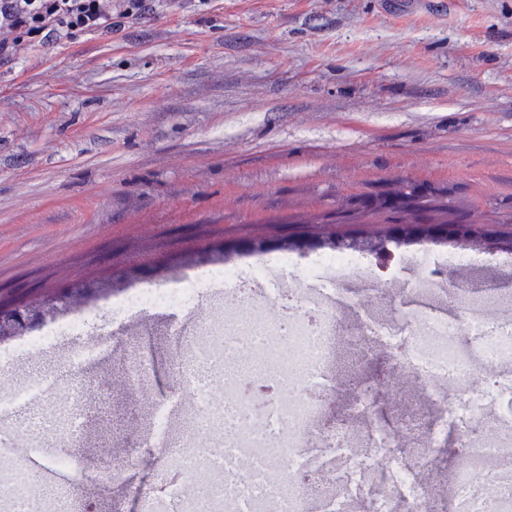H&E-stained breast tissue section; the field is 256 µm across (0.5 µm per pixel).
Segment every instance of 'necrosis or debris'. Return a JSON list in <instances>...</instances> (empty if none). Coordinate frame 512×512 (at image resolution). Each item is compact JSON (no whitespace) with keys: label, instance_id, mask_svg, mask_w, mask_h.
Returning <instances> with one entry per match:
<instances>
[{"label":"necrosis or debris","instance_id":"1","mask_svg":"<svg viewBox=\"0 0 512 512\" xmlns=\"http://www.w3.org/2000/svg\"><path fill=\"white\" fill-rule=\"evenodd\" d=\"M364 265L358 250L264 252L137 286L113 300L128 319L148 310L183 314L205 280L250 315L243 327L208 321L194 339L174 334L177 366L206 355L222 363L223 396L200 397L176 435L164 404L155 406V448L146 464L173 490L159 496L130 487L143 512H350L355 505L361 512H441L439 497L394 452L417 444L422 468H439L441 434L453 415L462 423V452L450 471L453 512H512V476L490 468L512 464V414L497 407L512 397V321L488 319L499 305L495 297L464 316L434 312L424 303L434 286L427 280L410 291L418 303L411 315L364 321L343 333V300L328 293L326 274ZM275 266L300 271L303 288L265 287ZM255 284L266 298L260 310ZM345 342L391 352L399 369L420 383L438 420L407 414L386 428L373 416L375 384L359 389L342 418L325 420V400L336 388L332 368ZM480 368L488 376L476 389L470 378ZM220 442L232 455L218 475L198 457Z\"/></svg>","mask_w":512,"mask_h":512}]
</instances>
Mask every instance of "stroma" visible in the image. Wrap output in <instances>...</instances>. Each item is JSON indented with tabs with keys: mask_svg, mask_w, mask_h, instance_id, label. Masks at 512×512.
Instances as JSON below:
<instances>
[{
	"mask_svg": "<svg viewBox=\"0 0 512 512\" xmlns=\"http://www.w3.org/2000/svg\"><path fill=\"white\" fill-rule=\"evenodd\" d=\"M469 224L481 259L456 304L512 289V0H142L109 35L76 33L0 61V302L113 291L218 260L225 245L306 235L382 241L399 224ZM394 279L335 272L336 291L409 288L433 268L399 247ZM80 336L4 362L21 385L73 382L85 365L95 409L72 445L84 469L66 491L80 512H140L92 470L127 451L131 480L153 486L145 436L155 399L178 391L173 319L117 324L108 296ZM151 358L135 401L114 375L129 346ZM385 350L341 347L334 374H394ZM110 346L105 342H94L86 345L72 360L74 368L81 369L88 363L107 358L111 353Z\"/></svg>",
	"mask_w": 512,
	"mask_h": 512,
	"instance_id": "1",
	"label": "stroma"
}]
</instances>
